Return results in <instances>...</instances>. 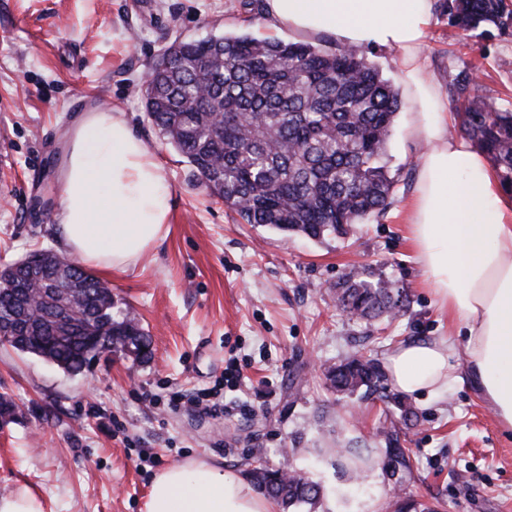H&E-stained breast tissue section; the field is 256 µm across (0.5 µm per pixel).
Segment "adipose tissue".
<instances>
[{"instance_id": "1", "label": "adipose tissue", "mask_w": 512, "mask_h": 512, "mask_svg": "<svg viewBox=\"0 0 512 512\" xmlns=\"http://www.w3.org/2000/svg\"><path fill=\"white\" fill-rule=\"evenodd\" d=\"M435 13L436 0H265L264 19L276 31L399 54L406 87L423 106L410 128L421 151L409 240L439 309L461 322L464 336L401 343L387 355L386 370L414 398L446 396L469 378L512 434V198L484 154L448 133L443 92L421 51ZM63 142L56 238L87 266L127 269L167 234L171 187L161 165L117 112L81 113ZM277 510L235 471L198 459L157 474L144 512Z\"/></svg>"}]
</instances>
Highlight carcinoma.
I'll use <instances>...</instances> for the list:
<instances>
[{
	"instance_id": "1",
	"label": "carcinoma",
	"mask_w": 512,
	"mask_h": 512,
	"mask_svg": "<svg viewBox=\"0 0 512 512\" xmlns=\"http://www.w3.org/2000/svg\"><path fill=\"white\" fill-rule=\"evenodd\" d=\"M448 24L481 37L512 27L508 0H451ZM464 63L450 93L462 102L460 129L484 150L501 181L512 187V111L493 107ZM146 114L166 144L196 170L207 191L246 224L319 239L383 214L395 180L384 160L399 90L363 50L332 53L309 43L258 40L246 34L175 40L142 84ZM38 277L0 272V321L26 329L9 340L68 373H81L98 355L99 338L151 340L139 320L115 316L112 290L73 257L52 249L32 252ZM394 282L375 283L349 273L338 300L355 317L395 316ZM338 391L383 387L379 364L359 355L329 371ZM253 487L284 512L316 504L322 487L300 470L256 459L246 470Z\"/></svg>"
}]
</instances>
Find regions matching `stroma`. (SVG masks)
<instances>
[{"label":"stroma","instance_id":"1","mask_svg":"<svg viewBox=\"0 0 512 512\" xmlns=\"http://www.w3.org/2000/svg\"><path fill=\"white\" fill-rule=\"evenodd\" d=\"M263 0H0V268L57 248L62 134L81 112L122 113L172 186L168 234L139 262L104 274L119 307L149 334L153 355L117 352L72 375L0 343V395L18 408L0 422V496L28 487L50 512H144L160 470L202 458L245 472L305 467L324 494L312 512H393L402 493L436 512H512V439L468 384L439 399L394 386L332 390L327 370L358 354L384 363L398 343L454 336L413 259L406 212L419 146L405 136L404 99L388 144L397 193L383 215L320 239L246 224L149 121L143 81L174 40L248 34L291 41L262 22ZM425 54L441 84L476 64L481 94L512 109V29L484 41L438 15ZM395 282L406 309L363 320L339 306L349 272ZM236 385L218 381L232 360ZM217 389L223 411H170L167 394ZM396 427L413 477L388 464ZM357 449L372 472L351 482L336 450Z\"/></svg>","mask_w":512,"mask_h":512}]
</instances>
